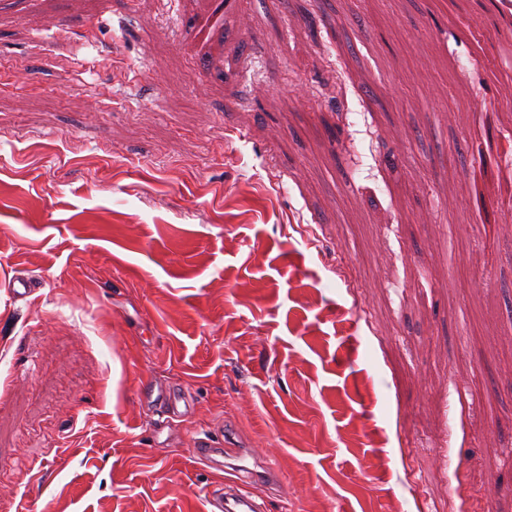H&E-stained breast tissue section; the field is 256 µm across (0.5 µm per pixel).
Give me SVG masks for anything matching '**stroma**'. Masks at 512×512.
<instances>
[{
	"label": "stroma",
	"mask_w": 512,
	"mask_h": 512,
	"mask_svg": "<svg viewBox=\"0 0 512 512\" xmlns=\"http://www.w3.org/2000/svg\"><path fill=\"white\" fill-rule=\"evenodd\" d=\"M496 67L485 0H0V512H205L206 434L261 512H512ZM230 456L233 457V459L237 462H244L247 458H250L253 461L254 468H250L245 465H236L237 467L242 468L240 471L244 473V475H240L238 478V480L241 482H247L242 478H247L249 481L252 477H258L263 480L274 479L276 477V470L269 466L268 463L253 458L250 454L249 448H234ZM256 468L261 469V471L257 470Z\"/></svg>",
	"instance_id": "1"
}]
</instances>
